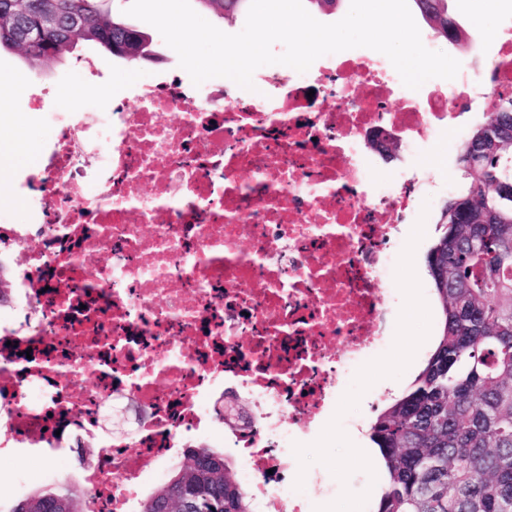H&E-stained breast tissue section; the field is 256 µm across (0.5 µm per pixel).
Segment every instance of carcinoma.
<instances>
[{
    "mask_svg": "<svg viewBox=\"0 0 512 512\" xmlns=\"http://www.w3.org/2000/svg\"><path fill=\"white\" fill-rule=\"evenodd\" d=\"M228 19L250 0H196ZM434 34L466 41L448 0H412ZM82 39L128 61L152 38L106 0H0V48L42 69ZM463 188L448 198L426 265L441 332L407 390L371 421L387 480L376 512H512V98L496 99L463 144ZM91 491L64 479L9 512H86ZM138 512H254L224 452L189 446Z\"/></svg>",
    "mask_w": 512,
    "mask_h": 512,
    "instance_id": "obj_1",
    "label": "carcinoma"
}]
</instances>
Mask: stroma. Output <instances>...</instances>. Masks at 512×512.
I'll return each mask as SVG.
<instances>
[{"label":"stroma","mask_w":512,"mask_h":512,"mask_svg":"<svg viewBox=\"0 0 512 512\" xmlns=\"http://www.w3.org/2000/svg\"><path fill=\"white\" fill-rule=\"evenodd\" d=\"M449 10L470 21L465 46L440 40L421 19L417 25L423 44L455 58L467 53L486 54L490 51L488 39L500 21L512 18V0H499L494 6L488 0H450ZM141 29L153 38L156 62L125 61L82 41L59 64L42 70L29 68L17 51L0 53V80L21 84L33 79L43 98L42 106L37 107L23 93L0 107V203L6 204L15 223L27 224L34 218L29 194L21 185L35 172L55 122L80 119L97 111L100 90L125 93L130 84L121 80L122 72L135 71L141 80L161 70L179 71L178 56L160 33L146 23ZM89 56L96 59L99 70L93 81L83 71V61ZM491 108L487 102L482 111L464 114L458 128L441 129L433 142L419 149L402 145L392 157L380 156L370 163V176L381 185L400 172H419L424 192L414 202L417 221L405 228L400 245L407 267L386 287L385 299L394 315L393 338L343 380L335 408L291 443L289 492L302 501L304 512H373L385 476L380 469L364 467L346 457L345 450L354 428L370 422L383 408L385 393L407 388L440 333L441 314L425 257L439 235L448 198L461 187L458 158L462 144ZM55 472L51 455L20 447L6 429L0 428V512H9L15 502L55 480Z\"/></svg>","instance_id":"35a3bbf8"}]
</instances>
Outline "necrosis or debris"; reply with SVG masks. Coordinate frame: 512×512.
Segmentation results:
<instances>
[{"label": "necrosis or debris", "instance_id": "1", "mask_svg": "<svg viewBox=\"0 0 512 512\" xmlns=\"http://www.w3.org/2000/svg\"><path fill=\"white\" fill-rule=\"evenodd\" d=\"M253 84L162 75L135 87V106L115 98L56 123L25 181L34 223L0 220V250L24 254L27 300L0 321V421L60 456L118 400L143 411L82 472L87 512H133L146 461L206 434L205 397L227 382L259 416L235 434L248 491L301 512L288 441L334 406L343 369L390 339L382 283L423 183L404 172L380 189L367 139L421 144L458 120L449 100L470 112L512 96V24L485 64L397 108L403 83L381 56L338 52L303 74L267 65Z\"/></svg>", "mask_w": 512, "mask_h": 512}]
</instances>
